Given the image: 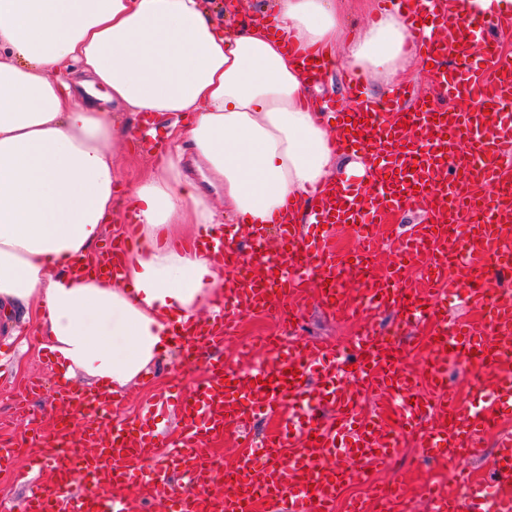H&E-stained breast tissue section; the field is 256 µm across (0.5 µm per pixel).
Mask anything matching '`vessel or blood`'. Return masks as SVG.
Instances as JSON below:
<instances>
[{
    "instance_id": "vessel-or-blood-1",
    "label": "vessel or blood",
    "mask_w": 512,
    "mask_h": 512,
    "mask_svg": "<svg viewBox=\"0 0 512 512\" xmlns=\"http://www.w3.org/2000/svg\"><path fill=\"white\" fill-rule=\"evenodd\" d=\"M392 10L419 38L418 57L431 68L447 107L418 101L413 92L395 89L389 102L362 101L354 122H342L336 148L361 147L372 164L366 186L347 180L310 192L305 221L284 218L274 229L254 224L245 243L239 227L228 224L222 235L203 241L213 259L233 267L248 260L250 274L233 278L224 295L214 297L207 321L182 326L173 344L193 355L223 345L245 309L292 321L294 303L312 282H321L330 313L362 316L400 310L409 323L432 321L439 339L425 374L428 395L415 393L417 376L400 355L398 343L363 325L343 349L293 340L264 339L267 360L254 362L253 346L240 355L250 365L238 370L223 361L208 362L205 376L190 394L174 389L160 393L154 415L177 419L174 437L160 438L149 418L119 417L118 404L106 393L84 394L57 386L51 412L29 414L24 443L35 447L30 467L51 470L50 479L25 481V512H143L170 473L186 478L168 486V512H335V504L360 460L377 468L391 462L397 437L378 416L362 413L364 391L380 392L397 402L403 428L420 429L421 455L431 459H469L479 454L477 437L499 416L512 414V358L504 356L505 335L512 334V302H489L484 287L459 288L457 276L494 267L496 279L512 281V255L500 252L512 237V213L504 214L493 194L505 178L504 157L512 151V55L485 29L512 31V11L470 13L455 17L451 0H390ZM422 205V217L397 238V259L381 275L361 276L356 297H349L342 269L360 267L373 257L375 231L398 210ZM483 211L479 232L453 241L448 257L432 267L427 288L403 287L405 263L422 259L426 245L447 234L449 222H462ZM350 225L362 245L346 256L326 245L323 226ZM276 231L279 248L269 245ZM136 246L132 232L112 238L95 268L114 277L117 259ZM466 296L484 310L475 327L447 320L440 311L449 297ZM472 358L494 380L491 388L469 402H458L443 378L448 356ZM299 375L286 381L284 371ZM434 406L441 421L424 427V409ZM279 419L281 428L253 442L229 470L211 454V440L230 434L248 439L257 415ZM82 486H75L74 474ZM223 489L208 492L213 480ZM138 488L142 498L124 495ZM426 512H512V438H502L492 477L468 480L464 493L451 494L426 484Z\"/></svg>"
}]
</instances>
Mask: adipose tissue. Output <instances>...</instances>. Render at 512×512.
Masks as SVG:
<instances>
[{"instance_id": "obj_1", "label": "adipose tissue", "mask_w": 512, "mask_h": 512, "mask_svg": "<svg viewBox=\"0 0 512 512\" xmlns=\"http://www.w3.org/2000/svg\"><path fill=\"white\" fill-rule=\"evenodd\" d=\"M344 0H270L239 31L205 0H0V334L35 320L61 377L118 394L149 372L178 325L197 319L229 274L187 240L223 212L271 224L338 175L326 107L298 52L395 86L414 40L384 14L344 37ZM179 113L172 145L131 187L138 246L119 280L76 273L96 260L124 174L121 113ZM193 151L224 187L216 207L188 172Z\"/></svg>"}]
</instances>
